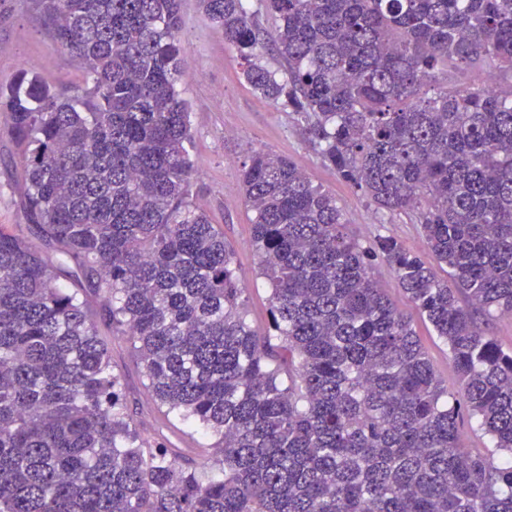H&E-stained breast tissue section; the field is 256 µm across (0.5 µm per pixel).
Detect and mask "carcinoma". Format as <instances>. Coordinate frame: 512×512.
<instances>
[{"instance_id": "carcinoma-1", "label": "carcinoma", "mask_w": 512, "mask_h": 512, "mask_svg": "<svg viewBox=\"0 0 512 512\" xmlns=\"http://www.w3.org/2000/svg\"><path fill=\"white\" fill-rule=\"evenodd\" d=\"M181 2L29 0L87 80L0 84L23 167L5 188L36 227L0 225V512H512V350L491 331L512 313V86L458 80L512 74V0H262L282 73L260 61L248 0H199L245 82L448 268L363 244L334 195L256 150L240 181L263 333L193 198ZM377 259L448 346L460 397ZM102 316L161 413L150 441ZM464 413L504 456L464 447ZM190 417L212 443L171 441Z\"/></svg>"}]
</instances>
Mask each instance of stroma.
Masks as SVG:
<instances>
[{
    "label": "stroma",
    "instance_id": "35a3bbf8",
    "mask_svg": "<svg viewBox=\"0 0 512 512\" xmlns=\"http://www.w3.org/2000/svg\"><path fill=\"white\" fill-rule=\"evenodd\" d=\"M180 36L187 47L185 68L191 73L181 87L191 114L192 139L187 146L194 169L195 203L224 232L233 250L245 289L246 319L265 329L269 318V285L258 276V258L251 246V218L240 183L247 156L262 149L290 159L313 185L335 196L349 232L369 243L380 234L397 240L411 252L427 249L415 224L405 215L375 209L352 186L324 165L316 148L301 135L288 110L264 99L246 84L240 60L225 45L224 35L199 10L197 0H182ZM22 69L37 72L57 89L83 84L84 71L47 35L26 0H0V83ZM416 332L449 392L460 389L446 345L424 321L415 319ZM112 365L126 384L130 407L144 438H152V400L141 367L126 340L109 337Z\"/></svg>",
    "mask_w": 512,
    "mask_h": 512
}]
</instances>
